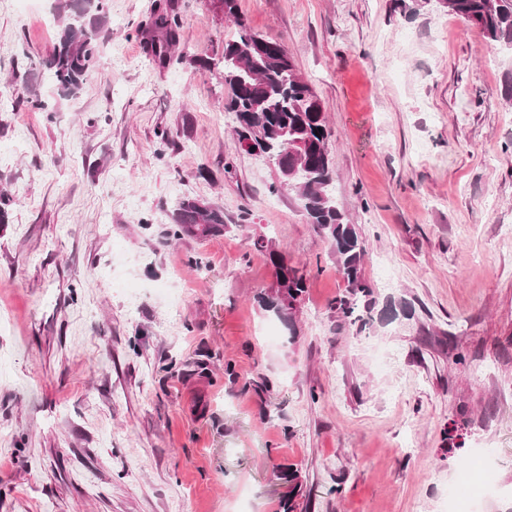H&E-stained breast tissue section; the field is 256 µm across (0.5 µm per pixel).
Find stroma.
<instances>
[{"mask_svg":"<svg viewBox=\"0 0 512 512\" xmlns=\"http://www.w3.org/2000/svg\"><path fill=\"white\" fill-rule=\"evenodd\" d=\"M172 2L161 66L156 0H108L66 97L44 65L59 0H0V512H281L279 465L307 512H446L463 468L466 512H507L512 51L444 0H237L327 111L376 298L361 329L333 307L329 239L236 140V26ZM185 197L223 208L224 235L175 237ZM260 236L307 278L292 322L256 301L275 279ZM400 299L411 317L386 322ZM151 28L157 35L147 42L148 52L160 62L169 61L172 48L179 42L177 14L170 4L155 7ZM276 473V477L278 479L287 480L291 487V490L288 493V499L281 501V504H283L282 508H284V512H295V509L300 506L299 503H296L295 498L299 495L302 496V482L300 480V475L297 470L293 469V467L277 470Z\"/></svg>","mask_w":512,"mask_h":512,"instance_id":"1","label":"stroma"}]
</instances>
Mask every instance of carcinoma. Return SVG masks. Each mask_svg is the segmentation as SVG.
Instances as JSON below:
<instances>
[{
	"label": "carcinoma",
	"instance_id": "cac0c4a2",
	"mask_svg": "<svg viewBox=\"0 0 512 512\" xmlns=\"http://www.w3.org/2000/svg\"><path fill=\"white\" fill-rule=\"evenodd\" d=\"M105 7L106 0H64L60 4L59 39L45 65L66 95L79 89L93 64ZM446 7L477 27L489 45L512 49V0H446ZM237 24V37L224 42L223 60L224 83L230 89L227 109L236 114L238 142H251L248 152L267 158L288 153V170L294 169L298 175L282 177L281 184L296 191L309 223L329 237L347 283L346 295L335 300L334 308L340 317L360 321L359 300L375 303L361 276L366 246L332 194L331 131L324 106L281 44L271 41L266 51L258 54L252 48L257 35L242 20ZM151 28L156 35L147 42L148 52L160 62L171 59V50L179 42V24L170 4L155 7ZM170 219L176 236L207 239L223 235L227 228L224 210L194 198L178 201ZM255 245L267 251L276 274L275 286L261 297V305L291 322L306 292V279L264 239H256ZM276 477L287 480L291 487L288 498L281 501L284 512H295L299 507L295 498L302 494L298 471L281 469Z\"/></svg>",
	"mask_w": 512,
	"mask_h": 512
}]
</instances>
